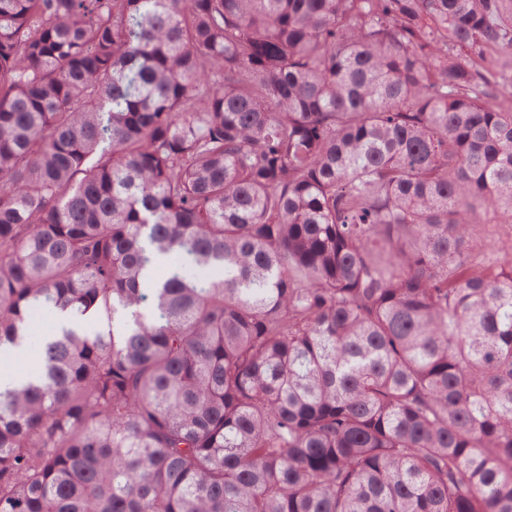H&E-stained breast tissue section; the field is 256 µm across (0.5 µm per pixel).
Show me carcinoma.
I'll list each match as a JSON object with an SVG mask.
<instances>
[{
    "label": "carcinoma",
    "mask_w": 512,
    "mask_h": 512,
    "mask_svg": "<svg viewBox=\"0 0 512 512\" xmlns=\"http://www.w3.org/2000/svg\"><path fill=\"white\" fill-rule=\"evenodd\" d=\"M512 0H0V512H512ZM477 230L484 246L512 251V224H480Z\"/></svg>",
    "instance_id": "carcinoma-1"
}]
</instances>
